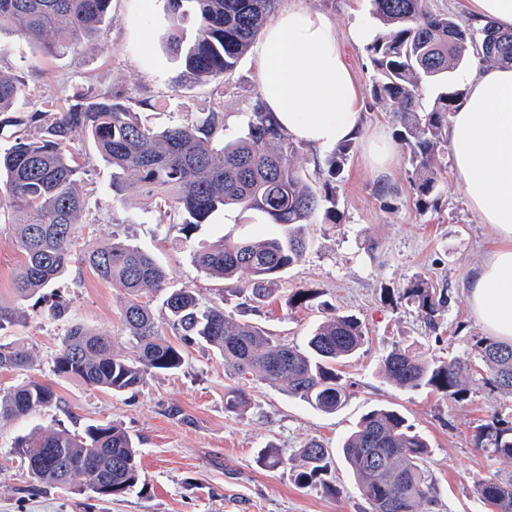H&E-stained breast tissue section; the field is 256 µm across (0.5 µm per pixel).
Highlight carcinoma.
<instances>
[{
  "label": "carcinoma",
  "instance_id": "1",
  "mask_svg": "<svg viewBox=\"0 0 512 512\" xmlns=\"http://www.w3.org/2000/svg\"><path fill=\"white\" fill-rule=\"evenodd\" d=\"M112 0H0V38L34 42L46 58L65 55L83 42H96L112 24ZM279 0H164L172 23L163 34L167 49L181 62L185 83H209L224 89L234 69L260 33ZM378 30L365 47L375 78L372 92L400 118V139L415 171L419 203L428 205L440 180L439 154L447 137L448 116L463 95L448 87V69L467 53L491 65L512 66V31L488 21L481 26L435 10L429 0H372ZM441 84L430 108L421 104L422 88ZM23 102L24 115H8ZM16 127L12 141L0 144V224H9L24 255L16 283L20 297L45 298L50 287L75 261L125 295L122 319L133 340V354L114 348L112 336L70 327L53 359L55 375L88 387L116 393L139 388L151 372L173 373L185 362L183 345L203 342L224 356V367L238 381L253 376L284 383L288 395L326 414L341 410L348 392L339 366L366 343V329L352 314H330L301 348L277 341L269 332L224 314V308L203 306L191 288H167L171 273L154 256L117 238L83 254L76 251L78 225L85 202L84 168L75 141L93 143L112 165V197L132 191L154 197L175 224L190 235L217 211L232 206L258 213L272 230L254 241L224 235L193 250V264L221 281L219 296L234 291L244 276L251 299L263 302L275 292L280 275L307 249L311 218L320 213L334 224L336 179L352 143L335 148L327 169H318L322 189L312 186L296 167L300 146L277 125L260 100L235 137L225 138L224 102L187 122L157 130L139 118L120 87L78 88L67 103L57 105L28 89L24 80L0 72V125ZM164 291L167 309L181 343L161 334L148 295ZM400 298L416 307L431 331L445 308L444 293L419 276ZM29 355L13 344L0 343V369L18 368ZM387 380L411 390L427 389L443 397L466 398L475 377L512 397V344L488 338L472 358L435 361L410 348H395L383 358ZM224 410L237 413L250 405L240 386L224 394ZM58 403L56 393L36 381L0 395V419L27 416ZM474 445L491 459L512 460V414L495 413L478 428ZM14 452L26 463L35 483L69 488L75 478L84 485L112 484V497L133 491L142 482L139 448L117 423L100 422L83 433L46 431L19 438ZM341 453L349 465L368 512H430L437 503L435 482L427 469L430 445L406 418L389 407L365 413L344 440ZM297 484L321 480L330 467L328 449L316 441L299 450ZM263 465L288 463L270 444L261 453ZM491 512H512V471L496 473L476 486Z\"/></svg>",
  "mask_w": 512,
  "mask_h": 512
}]
</instances>
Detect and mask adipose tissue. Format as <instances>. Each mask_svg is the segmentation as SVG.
<instances>
[{
    "instance_id": "adipose-tissue-1",
    "label": "adipose tissue",
    "mask_w": 512,
    "mask_h": 512,
    "mask_svg": "<svg viewBox=\"0 0 512 512\" xmlns=\"http://www.w3.org/2000/svg\"><path fill=\"white\" fill-rule=\"evenodd\" d=\"M259 96L281 129L311 148L361 135L360 90L327 14L295 6L268 24ZM447 138L465 196L498 236L469 279L466 302L490 336L512 343V67H478L468 75Z\"/></svg>"
}]
</instances>
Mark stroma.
Wrapping results in <instances>:
<instances>
[{
	"label": "stroma",
	"mask_w": 512,
	"mask_h": 512,
	"mask_svg": "<svg viewBox=\"0 0 512 512\" xmlns=\"http://www.w3.org/2000/svg\"><path fill=\"white\" fill-rule=\"evenodd\" d=\"M298 3L329 15L345 38L355 24L376 25L371 0H279L276 9ZM137 8V0H112V25L104 44L88 42L57 59L37 60L33 44L6 40L0 44V71L24 77L30 88L58 101L89 83L101 89L122 85L130 99H152V108L141 116L159 129L209 111L220 101L225 134L235 135L258 94V48L240 59L223 94H216L210 84H183L162 40L144 53ZM344 52L360 86L366 125L336 184L339 221L326 224L321 216L313 217L311 244L284 271L274 299L257 304L244 293L217 298L214 282L189 257L193 248L228 233L263 239L267 226L229 207L185 237L156 199L135 194L113 199L112 169L86 141L78 144L88 166L83 183L86 219L78 236L83 248L105 245L115 237L141 247L170 270L171 287L195 289L205 304L222 302L225 315L263 327L285 344H303L326 316L322 302L356 315L368 330V340L342 368L349 393L346 406L325 414L289 397L285 386L256 378L247 384L251 405L237 414L225 412L224 393L234 381L224 370L223 356L201 343L188 345L180 371L147 375L133 392L115 394L58 377L53 358L72 325L109 334L117 347L129 349L121 319L124 295L74 262L53 290L66 303L67 313L59 320L51 318L42 306L16 293L23 257L12 229L0 224V305L20 316L0 341L23 345L31 356L26 368L0 369V392L37 381L52 387L59 398L58 404L30 416L0 421V512H367L339 447L360 417L377 406L398 409L429 439L427 467L437 488L434 512H487L476 486L493 473L511 471L512 461L486 457L475 448L473 436L512 400L481 383L460 402L404 389L384 378L382 358L407 346L435 360L476 354L486 332L469 310L465 286L483 264L496 231L471 209L451 156L443 158L446 169L435 204L426 208L418 203L408 151L397 141L396 114L371 95L369 56L364 46L347 39ZM381 130L397 141L393 161L382 170L372 166L367 154L369 140ZM417 276L447 289L452 297L439 333H430L415 307L400 298ZM300 288L316 291L319 303L289 307V294ZM108 421L121 424L138 440L142 455L144 488L118 499L102 501L88 493L36 486L13 451L15 439L34 430L77 433ZM313 439L330 452L326 480L335 493L298 485L293 461L277 468L259 461L267 444L293 458Z\"/></svg>",
	"instance_id": "obj_1"
}]
</instances>
